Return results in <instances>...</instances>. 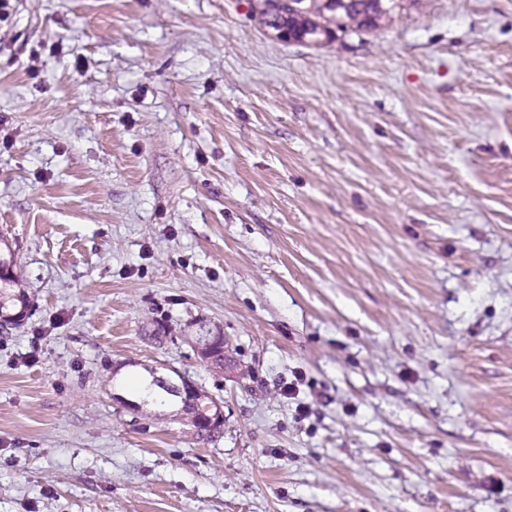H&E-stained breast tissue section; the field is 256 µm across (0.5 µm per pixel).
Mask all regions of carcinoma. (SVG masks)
<instances>
[{"instance_id": "cac0c4a2", "label": "carcinoma", "mask_w": 512, "mask_h": 512, "mask_svg": "<svg viewBox=\"0 0 512 512\" xmlns=\"http://www.w3.org/2000/svg\"><path fill=\"white\" fill-rule=\"evenodd\" d=\"M421 0H350L336 15L318 0H260L261 23L282 40L316 39L319 44L336 40L337 32L371 33L380 21L393 14L417 8ZM18 256L9 249L0 252V326L15 324L29 307L27 296L17 289ZM208 394L196 391L180 400L181 409L193 418L201 417L198 401Z\"/></svg>"}]
</instances>
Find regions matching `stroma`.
<instances>
[{
	"label": "stroma",
	"mask_w": 512,
	"mask_h": 512,
	"mask_svg": "<svg viewBox=\"0 0 512 512\" xmlns=\"http://www.w3.org/2000/svg\"><path fill=\"white\" fill-rule=\"evenodd\" d=\"M258 10L0 22V512H512V0L324 47ZM151 372L222 433L113 400ZM7 252L0 250V326L21 321L29 302L24 291L16 289L19 283L17 274L18 256L11 250L5 240ZM5 314V315H4ZM199 329L198 336H193L194 346L199 350L200 353H206L207 351H222L227 343V339L224 335L213 329L206 328V326ZM180 400L181 409L189 416L191 415V418H199L204 417L201 420L197 421V424H201V426H207L211 423H221L224 421V415L222 412V408L220 405H218L211 397L208 396L204 391H199L196 388V393L189 395L186 394L185 398H178ZM206 399L209 400L208 402H211L213 404H216L217 410L213 415L205 414L204 416L199 412V406H198V400ZM221 431V425H214L213 427L207 426L204 428L199 427L197 430H195L196 433L194 435L199 439H211L216 434H219Z\"/></svg>",
	"instance_id": "1"
}]
</instances>
